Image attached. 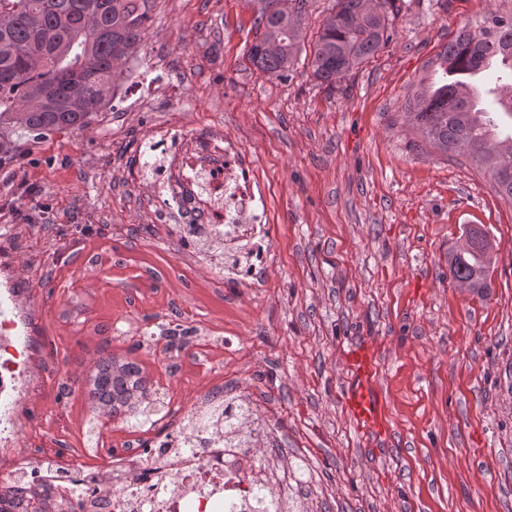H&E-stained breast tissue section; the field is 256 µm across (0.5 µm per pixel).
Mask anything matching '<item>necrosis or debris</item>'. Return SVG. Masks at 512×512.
Here are the masks:
<instances>
[{"label":"necrosis or debris","instance_id":"4bbe7bcc","mask_svg":"<svg viewBox=\"0 0 512 512\" xmlns=\"http://www.w3.org/2000/svg\"><path fill=\"white\" fill-rule=\"evenodd\" d=\"M143 145L148 163L135 177L154 211L184 215L198 236L239 246L224 262V277L256 281L267 263L269 216L241 140L165 126L149 131ZM20 302L15 289H0V492L19 490L17 512H28L33 485L81 504L83 512H252L259 499L267 512H288L285 469L271 468L253 446L228 447L222 434L200 426L209 407L204 396L175 428L141 433L132 448L115 442L101 464L79 462L67 448L21 447L40 365Z\"/></svg>","mask_w":512,"mask_h":512}]
</instances>
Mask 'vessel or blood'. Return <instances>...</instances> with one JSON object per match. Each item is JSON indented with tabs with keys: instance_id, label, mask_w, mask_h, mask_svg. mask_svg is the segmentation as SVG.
Returning <instances> with one entry per match:
<instances>
[{
	"instance_id": "obj_1",
	"label": "vessel or blood",
	"mask_w": 512,
	"mask_h": 512,
	"mask_svg": "<svg viewBox=\"0 0 512 512\" xmlns=\"http://www.w3.org/2000/svg\"><path fill=\"white\" fill-rule=\"evenodd\" d=\"M351 381L344 400L354 417L367 427H385V411L377 384L375 357L368 348L357 349L350 359Z\"/></svg>"
}]
</instances>
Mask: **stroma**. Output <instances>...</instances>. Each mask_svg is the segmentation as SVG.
<instances>
[{
    "instance_id": "1",
    "label": "stroma",
    "mask_w": 512,
    "mask_h": 512,
    "mask_svg": "<svg viewBox=\"0 0 512 512\" xmlns=\"http://www.w3.org/2000/svg\"><path fill=\"white\" fill-rule=\"evenodd\" d=\"M392 39L327 89L309 65L277 79L246 58L262 31L245 0H155L134 69L150 99L117 94L83 129L12 134L0 163V277L27 300L34 357L54 368L23 421L31 443L82 449L91 373L110 355L140 364L159 407L208 388L246 395L262 454L308 482L307 512H512V202L489 176L418 148L404 104L463 25L512 0H397ZM217 127L240 137L270 214L259 285L215 281L205 254L151 223L129 171L144 133ZM493 243L491 288L450 273L470 228ZM203 332L182 377L154 333ZM370 342L387 426L350 415L347 359Z\"/></svg>"
}]
</instances>
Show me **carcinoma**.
Listing matches in <instances>:
<instances>
[{"label":"carcinoma","instance_id":"carcinoma-1","mask_svg":"<svg viewBox=\"0 0 512 512\" xmlns=\"http://www.w3.org/2000/svg\"><path fill=\"white\" fill-rule=\"evenodd\" d=\"M152 0H0V161L16 157L14 128L33 134L84 128L110 107L116 82L132 58L150 22ZM278 0H248L255 23L264 28L247 50L249 62L275 78L288 76L299 51V31L307 0L281 9ZM366 0H336L311 47L313 78L328 88L371 59L390 40L395 0L372 13ZM488 58L505 64L500 80H512V10L491 11L463 26L438 54L437 80L416 85L405 116L423 142L444 154L460 156L491 176L497 194L512 201V130L497 132V114L512 119V94L498 96L488 83V102L467 99L466 84ZM490 263L482 248L457 252L453 280L484 295ZM99 407L116 417L148 416L157 411L139 365L100 358L93 380ZM241 406H210L211 424L230 427Z\"/></svg>","mask_w":512,"mask_h":512}]
</instances>
